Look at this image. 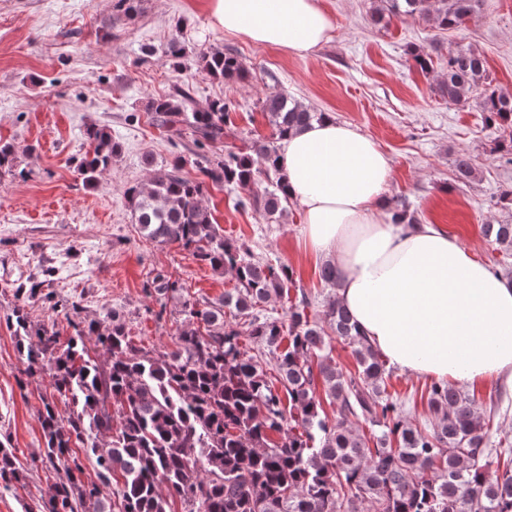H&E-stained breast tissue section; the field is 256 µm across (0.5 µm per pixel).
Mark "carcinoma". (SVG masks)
I'll use <instances>...</instances> for the list:
<instances>
[{"label":"carcinoma","instance_id":"obj_1","mask_svg":"<svg viewBox=\"0 0 512 512\" xmlns=\"http://www.w3.org/2000/svg\"><path fill=\"white\" fill-rule=\"evenodd\" d=\"M481 5L380 0L372 21L384 26L393 16H419L442 30L457 29ZM168 53L180 68L186 57L180 35ZM197 65L216 79L245 72L238 57L222 51L199 54ZM440 91L453 105L476 102L486 120L508 134L498 150L512 164V97L492 86L482 55L463 46L448 50ZM150 109L154 123L178 133L185 126L198 143L224 138L229 105L220 98L199 108L190 87L177 85ZM263 111L272 139L204 159L201 180L185 177L180 159L159 166L146 154L150 182L127 190L131 215L147 240L177 244L235 280L222 298L199 304L182 299L178 281L160 279L154 290L180 302L184 315L175 349L136 347L115 314L72 322L73 334L63 341L54 329L32 324L26 304L12 310L24 375H48L56 392L41 398L43 462L64 471L48 500L25 512H173L177 502L182 512H512V434L491 439L473 396L431 383L432 421L418 429L386 393L391 368L339 302L319 314L298 287L288 298V322L260 316L265 304L295 285L294 272L256 261L225 240L201 198L211 185L233 184L250 191L240 204L271 221L286 215L277 142L323 113L279 91L265 97ZM84 137L89 151L78 173L90 188L121 149L102 126H88ZM0 172L25 174L8 145H0ZM453 174L461 185L473 179L468 154L456 155ZM261 177L266 186L251 192ZM483 233L509 257L491 271L511 276L512 223L485 224ZM335 338L352 348L355 372L345 375L332 363ZM264 351L273 355L274 380L261 363ZM320 383L336 405L332 421L317 395ZM57 395L68 401L65 418ZM83 448L95 456L94 479L85 478ZM26 479L14 453L0 443V481L10 487ZM114 480L121 485L113 491Z\"/></svg>","mask_w":512,"mask_h":512}]
</instances>
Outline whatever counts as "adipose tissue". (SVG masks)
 Returning <instances> with one entry per match:
<instances>
[{
	"instance_id": "adipose-tissue-1",
	"label": "adipose tissue",
	"mask_w": 512,
	"mask_h": 512,
	"mask_svg": "<svg viewBox=\"0 0 512 512\" xmlns=\"http://www.w3.org/2000/svg\"><path fill=\"white\" fill-rule=\"evenodd\" d=\"M225 34L314 55L332 21L321 0H209ZM279 165L311 253L341 272L337 299L389 365L512 393V282L435 224H398L383 194L392 167L370 136L325 118L288 135Z\"/></svg>"
}]
</instances>
